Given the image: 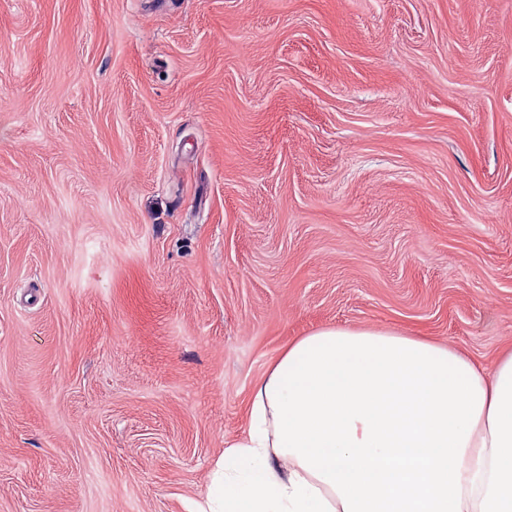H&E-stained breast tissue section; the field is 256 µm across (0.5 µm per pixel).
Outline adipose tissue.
<instances>
[{
	"instance_id": "obj_1",
	"label": "adipose tissue",
	"mask_w": 512,
	"mask_h": 512,
	"mask_svg": "<svg viewBox=\"0 0 512 512\" xmlns=\"http://www.w3.org/2000/svg\"><path fill=\"white\" fill-rule=\"evenodd\" d=\"M198 512H512V352L366 328L293 342Z\"/></svg>"
}]
</instances>
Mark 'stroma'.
Segmentation results:
<instances>
[{
	"label": "stroma",
	"mask_w": 512,
	"mask_h": 512,
	"mask_svg": "<svg viewBox=\"0 0 512 512\" xmlns=\"http://www.w3.org/2000/svg\"><path fill=\"white\" fill-rule=\"evenodd\" d=\"M327 327L512 350V0H0V512H192Z\"/></svg>",
	"instance_id": "obj_1"
}]
</instances>
